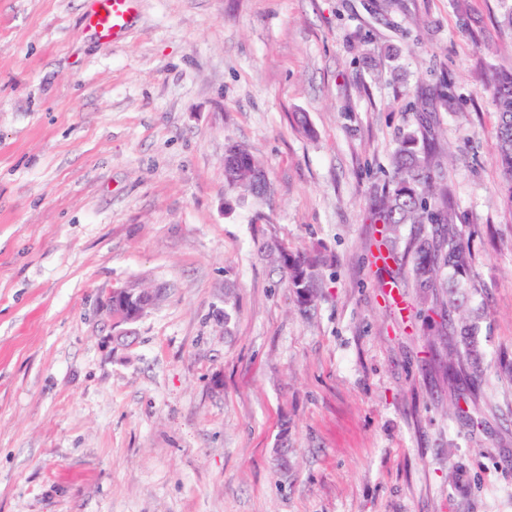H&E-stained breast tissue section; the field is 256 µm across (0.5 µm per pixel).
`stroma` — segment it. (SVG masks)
Wrapping results in <instances>:
<instances>
[{
    "instance_id": "stroma-1",
    "label": "stroma",
    "mask_w": 512,
    "mask_h": 512,
    "mask_svg": "<svg viewBox=\"0 0 512 512\" xmlns=\"http://www.w3.org/2000/svg\"><path fill=\"white\" fill-rule=\"evenodd\" d=\"M88 6L0 0V512H512L501 0H142L112 44ZM411 134L471 246L478 382L374 260ZM275 246L331 259L311 305ZM133 283L165 296L125 336ZM496 106L494 157L505 180L504 201L512 212V70H501L490 87ZM233 147L236 146L229 145L224 156L225 182L243 193L265 195L267 181L263 166L250 153ZM132 285L112 291L105 308L114 325L136 323L146 311L154 307L161 299V291L151 288H135Z\"/></svg>"
}]
</instances>
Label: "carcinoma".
Masks as SVG:
<instances>
[{
  "label": "carcinoma",
  "instance_id": "1",
  "mask_svg": "<svg viewBox=\"0 0 512 512\" xmlns=\"http://www.w3.org/2000/svg\"><path fill=\"white\" fill-rule=\"evenodd\" d=\"M496 106L494 157L505 180L504 201L512 212V70H501L490 87ZM436 143H419L408 136L392 159L390 188L378 200V220L388 225L389 253L413 255L412 265L403 270L418 288L431 291L423 297L428 311L441 316L458 344L448 352L450 359L474 373L482 372L483 352L478 341L477 317L468 307L472 253L458 230L457 214L450 201L444 177L431 169ZM224 180L229 187L248 194H263L267 187L261 163L250 153L228 146L224 156ZM410 226L407 238L401 228ZM296 297L314 299L320 259L309 252L283 249L273 254Z\"/></svg>",
  "mask_w": 512,
  "mask_h": 512
}]
</instances>
